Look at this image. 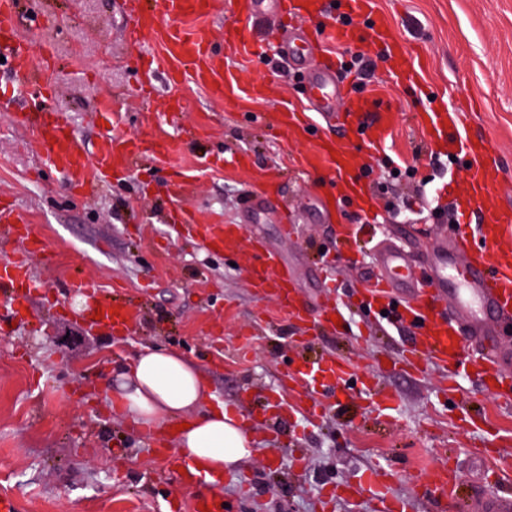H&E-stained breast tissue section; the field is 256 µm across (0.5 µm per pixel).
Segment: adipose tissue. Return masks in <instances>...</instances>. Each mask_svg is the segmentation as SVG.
<instances>
[{
	"label": "adipose tissue",
	"instance_id": "1",
	"mask_svg": "<svg viewBox=\"0 0 512 512\" xmlns=\"http://www.w3.org/2000/svg\"><path fill=\"white\" fill-rule=\"evenodd\" d=\"M121 392L112 402L114 415L143 433L171 434L175 452L208 482L254 453L251 430L242 416L214 399L199 368L162 346L148 347L121 374ZM181 423L172 432L169 422Z\"/></svg>",
	"mask_w": 512,
	"mask_h": 512
}]
</instances>
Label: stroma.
Segmentation results:
<instances>
[{
  "label": "stroma",
  "mask_w": 512,
  "mask_h": 512,
  "mask_svg": "<svg viewBox=\"0 0 512 512\" xmlns=\"http://www.w3.org/2000/svg\"><path fill=\"white\" fill-rule=\"evenodd\" d=\"M120 2L39 0L42 24L22 15L19 33L34 56L50 52L44 77L57 93L0 100V199L43 244L32 260L40 286L26 299L25 317L0 307V496L16 499L20 512H191L198 491L232 500L237 512H324L330 484L382 467L393 472L391 492L410 512H439L415 487L448 457L478 491L474 453L486 431L512 457V408L472 379L460 380L448 398L438 369L409 377L396 364L403 331L366 319L352 294L376 272L374 241L397 238L425 260L426 234L443 229L441 211L466 191L465 169L441 161L427 129L410 119L432 99L451 107L464 96L481 102L471 128L493 141L501 195L512 200V0H375L394 34L432 65L419 92L396 81L390 60L377 58L362 95L389 108L395 121L361 154L373 167L370 183L406 164L415 174L402 179L394 207L376 197L367 219L349 204L315 222L309 212L326 176L305 162L312 141L277 124L282 111L307 110L305 72L283 57L279 27L255 22L251 45L225 50L223 93L187 77L175 88L160 83L148 103L132 90L136 53L123 39ZM40 110L69 124L88 151L105 128L149 144L162 139L174 151L162 156L149 147L110 184L80 198L45 168L17 120ZM176 180L186 182L183 202L201 223L243 225V246L262 239L293 265L307 304L319 294L313 273L334 279L346 334L296 343L298 330L276 301L250 288L246 254L227 260L165 221L164 210L178 203L168 196ZM287 222L296 227L288 239L279 231ZM76 275L142 301L130 335L89 333L73 321L76 298L65 281ZM360 334L365 343H357ZM152 344L196 363L215 399L247 416L278 390L280 367L298 351L348 355L360 368L378 369L395 411L384 421L366 400L345 408L326 398V413L316 419L291 390L278 433L253 425L254 457L220 485L203 482L194 491L180 486L151 437L111 410L120 366ZM466 412L488 416L489 425L463 424ZM296 448L318 455L321 468L300 465Z\"/></svg>",
  "instance_id": "1"
}]
</instances>
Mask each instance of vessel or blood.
<instances>
[{
	"instance_id": "vessel-or-blood-1",
	"label": "vessel or blood",
	"mask_w": 512,
	"mask_h": 512,
	"mask_svg": "<svg viewBox=\"0 0 512 512\" xmlns=\"http://www.w3.org/2000/svg\"><path fill=\"white\" fill-rule=\"evenodd\" d=\"M133 19L126 27V41L134 50L154 42L165 50L160 67L169 83H176L184 70H191L200 86L220 91L224 84L223 52L213 48L200 32L170 25L173 17L208 13L211 0H124ZM323 0H246L243 15L281 16L292 10L315 14ZM349 18L367 19L366 29L350 23L326 29L325 34L338 45L355 43L386 45L395 61L398 78L421 86L425 62L416 61L412 51L397 38L388 18L376 11L374 0H342ZM20 0H0V56L9 66V75L0 80V99H14L33 93L48 97L50 84L42 81L34 69L30 45L17 35ZM309 85L317 91L316 109L319 122L289 119L287 127L296 134H309L314 149L306 163L312 169L327 168L334 182L348 198H364L368 188L360 173L358 142L377 145L393 122L389 112H375L372 101L357 97L346 111L336 109L344 87L332 70L317 68L308 74ZM473 104L461 102L451 112L433 110L420 113V125L430 133L434 143L447 144L450 153L468 162V188L464 202L479 221L462 224L449 234L437 236L428 259V279L420 281L408 251L396 244H384L375 254L378 271L361 291L367 312L387 313L397 326L412 329L399 362L404 372L420 375L430 367L439 368L443 392H454L458 378L469 374L484 387L492 389L497 401L512 402V346L504 344L498 333L512 316V246L504 239L512 233V207L501 202L500 182L495 173L496 161L489 139L470 134L467 112ZM374 112L370 126L359 118ZM19 122L33 132L49 168L64 173L71 191L85 195L94 185L106 182L113 171L126 167L140 153L131 139L104 134L94 153L82 150L72 129L44 112L23 113ZM177 222L199 236L206 247L225 254H236L241 245V227L237 224H201L186 206L178 210ZM24 219L11 207L0 205V233L20 236ZM42 249L39 239L15 249L0 259V290L15 311L24 305L16 289L31 278L29 258ZM248 282L261 296L275 298L280 311L295 325H306L307 305L296 290V277L280 255L263 242H255L247 267ZM71 293L96 297L99 308H86L84 321H97L99 327L113 335L130 333L138 314L134 307L118 305L98 295L96 282L86 279L69 283ZM319 322L333 328L334 318L342 317L343 306L332 292L319 297ZM102 319H95L96 310ZM284 381L306 380L311 393L329 397L356 389L367 392L373 386L368 373L347 359L328 357L313 363L291 361L285 366ZM463 483L440 467L435 478L421 486L419 495L451 505L454 512H512V490L464 496ZM356 491L371 494L379 512H408L406 500L394 497L379 471L363 472L355 483Z\"/></svg>"
}]
</instances>
